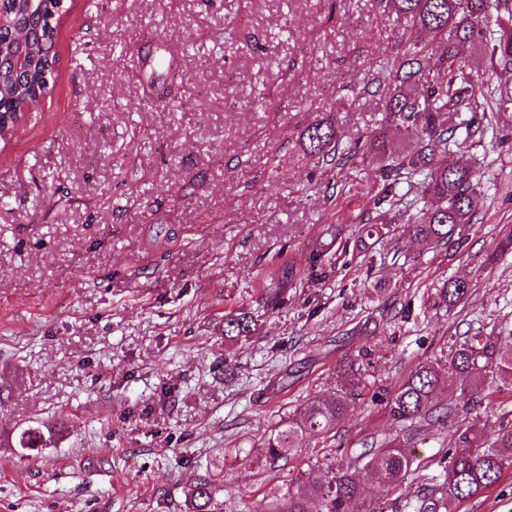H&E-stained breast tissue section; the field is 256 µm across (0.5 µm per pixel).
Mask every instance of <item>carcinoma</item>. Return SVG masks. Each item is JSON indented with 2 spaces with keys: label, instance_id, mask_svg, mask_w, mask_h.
Masks as SVG:
<instances>
[{
  "label": "carcinoma",
  "instance_id": "1",
  "mask_svg": "<svg viewBox=\"0 0 512 512\" xmlns=\"http://www.w3.org/2000/svg\"><path fill=\"white\" fill-rule=\"evenodd\" d=\"M389 7L404 21L407 48L400 56L380 58L372 77L363 83L361 93L376 98L383 106L384 121L403 129L414 138L413 152L392 150L387 129L381 127L347 146L337 127L324 121L311 123L300 135L304 155L329 168L343 169L357 157L370 156L378 164L380 189L370 198L367 218L354 225L351 238L336 226L327 243H318L309 255V267H318L332 249L346 254L350 243H361L378 233V221L400 207L409 208L418 199H432L431 205L417 210L404 225L410 238L431 247L460 245L466 227L474 223L483 206L477 173L467 165L449 161V156L478 141L493 127L487 109L494 106L496 120L509 123L504 110L512 106V84L501 83L491 101L480 100L482 83L472 73L467 53L479 49L489 56L492 71H512V30L501 16L512 20V0H389ZM55 5L53 0L32 21L38 32L26 64L11 59L8 72L0 76V123L12 124L19 114L34 110L48 89L45 76L55 64ZM447 44L444 73L429 67L433 41ZM469 293V284L450 279L439 289V305L456 307ZM250 312L224 316V338L246 340L256 332ZM457 385L459 400L438 405L433 397L445 382ZM512 381V348L501 350L489 336L475 334L448 352V363L424 362L402 382L389 401L391 416L397 421H415L419 426L401 440L379 448L366 462L365 469L383 487L402 483L414 463L412 449L427 442V427L449 423L452 440L462 448L450 458L439 460L444 476L441 497L421 500L413 512H440L448 503L474 498L494 486L512 468V428L502 427L487 438L468 420L472 407L490 397L488 390L499 382ZM336 395L328 401H311L300 419L275 426L264 442L272 462L302 447L303 442L327 436L346 414L354 410V391L366 386L365 373L355 360L337 371ZM357 468L351 461L330 463L325 478L306 477L297 490L288 492V501L275 512H308L306 502L319 498L325 512H346L359 494ZM211 483L196 479L189 484L192 512H208Z\"/></svg>",
  "mask_w": 512,
  "mask_h": 512
}]
</instances>
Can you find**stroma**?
<instances>
[{
    "instance_id": "35a3bbf8",
    "label": "stroma",
    "mask_w": 512,
    "mask_h": 512,
    "mask_svg": "<svg viewBox=\"0 0 512 512\" xmlns=\"http://www.w3.org/2000/svg\"><path fill=\"white\" fill-rule=\"evenodd\" d=\"M401 36L386 0H65L49 89L0 142V512H190L198 477L216 512H268L326 463L403 436L388 401L416 365L467 332L512 344V144L458 156L484 192L462 245L403 237L400 211L366 243L386 264L357 252L317 280L278 274L378 190L375 164L327 172L298 136L320 119L346 143L378 127L359 86ZM451 278L471 290L447 311ZM233 309L257 316L249 340H225ZM358 357L355 409L269 463L274 426L332 397ZM470 418L512 425V384ZM27 427L52 438L16 448ZM428 432L400 485L361 474L349 512L432 495L451 431ZM448 512H512V471Z\"/></svg>"
}]
</instances>
